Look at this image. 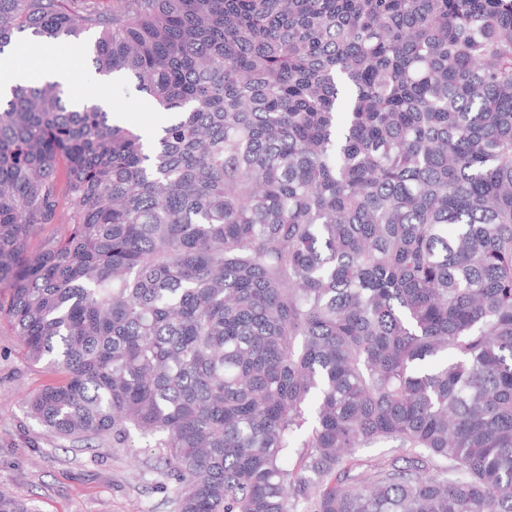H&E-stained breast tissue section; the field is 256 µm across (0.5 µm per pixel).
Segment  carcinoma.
<instances>
[{"mask_svg":"<svg viewBox=\"0 0 512 512\" xmlns=\"http://www.w3.org/2000/svg\"><path fill=\"white\" fill-rule=\"evenodd\" d=\"M93 29L172 119L0 101L28 415L172 512H512V0H0V55Z\"/></svg>","mask_w":512,"mask_h":512,"instance_id":"carcinoma-1","label":"carcinoma"}]
</instances>
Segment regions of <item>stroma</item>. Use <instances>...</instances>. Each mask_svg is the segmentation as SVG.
<instances>
[{"instance_id": "stroma-1", "label": "stroma", "mask_w": 512, "mask_h": 512, "mask_svg": "<svg viewBox=\"0 0 512 512\" xmlns=\"http://www.w3.org/2000/svg\"><path fill=\"white\" fill-rule=\"evenodd\" d=\"M59 66L82 65L81 77L66 90L75 100L93 98L102 82L88 50L73 48ZM109 95L123 108L121 120L133 129L169 121L153 111L133 83L122 76L107 82ZM53 379L42 366L25 359L8 327L0 328V488L34 501L39 512H170L163 493L134 477V465L153 454L145 439L128 448H84L57 439L26 413L30 393Z\"/></svg>"}]
</instances>
